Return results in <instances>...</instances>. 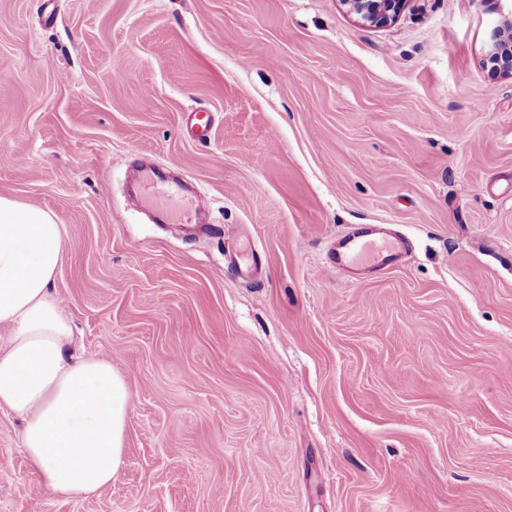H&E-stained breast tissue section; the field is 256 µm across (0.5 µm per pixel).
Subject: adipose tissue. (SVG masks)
Segmentation results:
<instances>
[{
  "label": "adipose tissue",
  "mask_w": 512,
  "mask_h": 512,
  "mask_svg": "<svg viewBox=\"0 0 512 512\" xmlns=\"http://www.w3.org/2000/svg\"><path fill=\"white\" fill-rule=\"evenodd\" d=\"M63 228L40 206L0 196V408L44 488L81 498L111 485L123 461L130 392L109 360L72 349L69 319L49 293Z\"/></svg>",
  "instance_id": "adipose-tissue-1"
}]
</instances>
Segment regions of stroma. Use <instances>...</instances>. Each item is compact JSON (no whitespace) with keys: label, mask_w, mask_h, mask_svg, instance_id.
I'll return each instance as SVG.
<instances>
[{"label":"stroma","mask_w":512,"mask_h":512,"mask_svg":"<svg viewBox=\"0 0 512 512\" xmlns=\"http://www.w3.org/2000/svg\"><path fill=\"white\" fill-rule=\"evenodd\" d=\"M0 0V195L127 381L123 463L63 499L0 409V512H512V78L493 0ZM214 124L195 140L190 115ZM221 234L128 204L140 155ZM408 246L333 268L352 225ZM347 11L364 23L384 24L392 21L406 0H341ZM502 19L493 24L486 44V57L497 77L512 78V1L503 0Z\"/></svg>","instance_id":"1"}]
</instances>
